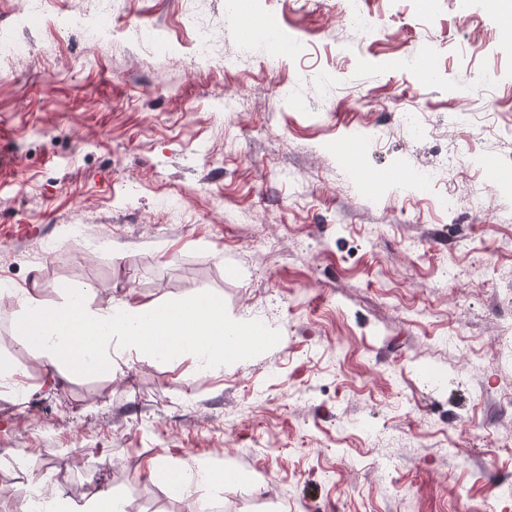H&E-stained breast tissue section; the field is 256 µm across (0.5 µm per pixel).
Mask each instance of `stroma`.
Segmentation results:
<instances>
[{
    "instance_id": "obj_1",
    "label": "stroma",
    "mask_w": 512,
    "mask_h": 512,
    "mask_svg": "<svg viewBox=\"0 0 512 512\" xmlns=\"http://www.w3.org/2000/svg\"><path fill=\"white\" fill-rule=\"evenodd\" d=\"M108 4L104 42L60 24L87 0H0V34L28 48L0 59V286L37 284L50 306L214 296L254 335L210 372L116 346L112 377L49 391L0 299V354L29 391L0 397V448L20 451L0 457V512L44 482L83 503L92 475L140 512H512L502 16L485 0ZM404 111L427 136L399 132ZM160 460L229 477L172 481Z\"/></svg>"
}]
</instances>
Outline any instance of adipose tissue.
Instances as JSON below:
<instances>
[{"instance_id": "obj_1", "label": "adipose tissue", "mask_w": 512, "mask_h": 512, "mask_svg": "<svg viewBox=\"0 0 512 512\" xmlns=\"http://www.w3.org/2000/svg\"><path fill=\"white\" fill-rule=\"evenodd\" d=\"M17 294L23 313L13 322V335L45 367L52 388L76 373H111L117 340L138 359L188 352L218 359L224 354V307L210 297L172 306L95 305L84 297L52 307L40 298L38 288H21Z\"/></svg>"}]
</instances>
